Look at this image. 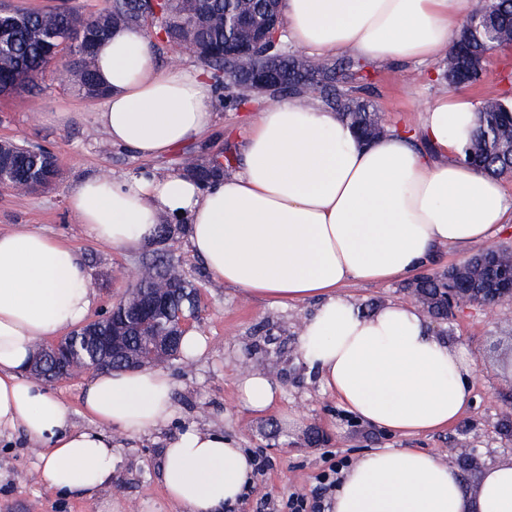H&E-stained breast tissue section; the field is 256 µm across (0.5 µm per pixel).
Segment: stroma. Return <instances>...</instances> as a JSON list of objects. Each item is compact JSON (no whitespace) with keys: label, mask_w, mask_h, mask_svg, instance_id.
Instances as JSON below:
<instances>
[{"label":"stroma","mask_w":512,"mask_h":512,"mask_svg":"<svg viewBox=\"0 0 512 512\" xmlns=\"http://www.w3.org/2000/svg\"><path fill=\"white\" fill-rule=\"evenodd\" d=\"M441 62L366 65L362 85L388 127L417 128L423 110L448 85L439 77ZM512 72V48L492 55L481 81L463 88L474 103L499 96L501 78ZM42 92L23 90L0 96V141L27 142L48 148L62 177L49 189L25 197L0 189V232L32 224L69 245L86 262L97 290L90 312L98 318L124 297L130 274L151 257L152 248L113 250L88 238L66 206V198L90 174L119 180L151 170L159 175L180 172L186 157L227 158L243 144L248 120L273 105L268 95L253 97L237 109L214 102L216 121L201 139L180 146L156 160L133 156L111 146L94 122L101 102L57 81L53 73L41 79ZM171 257L197 287L199 312L190 328L206 338L207 352L196 360L183 357L163 366L175 381L176 414L160 430L146 436L114 434L115 468L112 512H182L171 502L160 478L163 450L187 426L216 428L234 437L244 452L264 460L249 493L221 512H259L260 499L278 504L290 494L314 495L319 475L346 470L366 453L385 448H415L444 459L448 444L469 448L478 468L463 474L464 488L475 493L481 468L512 457V436L502 428V413L512 401V300L469 308L450 322L436 325L449 344L465 346L476 371L471 403L456 423L417 435L393 434L346 412L324 392L299 353V328L312 303L273 305L251 299L217 282L195 257L185 234H177ZM344 294L363 311L389 302H409L403 282H352ZM266 373L280 385L271 408L257 414L246 408L238 390L244 370ZM43 449L17 434L0 441V512H100L98 498L61 495L41 481Z\"/></svg>","instance_id":"35a3bbf8"}]
</instances>
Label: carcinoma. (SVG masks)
<instances>
[{"mask_svg": "<svg viewBox=\"0 0 512 512\" xmlns=\"http://www.w3.org/2000/svg\"><path fill=\"white\" fill-rule=\"evenodd\" d=\"M13 20L12 39L8 46L0 47V93L38 86V79L53 65L55 48L73 46L93 37L103 38L115 26L142 27L153 24L155 35H164V41L176 43L188 38L203 45L221 46L227 31L224 30V0H199L187 9L184 0H111L107 10L84 16L69 8L65 12L53 9L45 12L18 14L0 12V19ZM512 46V0H497L493 13L483 17L479 26L465 23L455 36L448 53L447 65L440 78L450 87L468 86L479 81L488 57L495 51ZM202 67L210 74L222 101L227 107H239L242 94L236 85L225 80L233 72L232 66L222 55L200 59ZM76 76L72 85L82 94L99 97L100 90L93 57L83 56L74 63ZM364 64L352 55L338 60H327L317 67L308 56L292 51L286 53L281 67L283 85L281 93L293 98L305 95L317 97L325 106L336 111L340 118L359 136L380 138L390 132L382 121L377 106L369 100L353 95V84ZM474 134L462 148L464 161L478 171L502 177L512 173V101L508 97H494L484 101L474 113ZM10 164L12 170L24 174L42 173L43 152L41 147L11 143ZM184 172L198 181L214 180L224 173V166L213 160L190 162ZM476 262L466 274H453L452 270L434 272L426 279H417L414 288L423 301V308L436 319L449 317L446 299L448 289L465 288L481 302L495 304L503 296L486 284L497 278L499 271L509 268L508 262H500L494 268ZM140 288L131 292L139 296L149 292L158 277L166 278L171 290L169 314L148 323L131 322L124 336L123 352L115 356L118 362L130 357L146 366L163 363L179 354V348L167 343V336L178 326L179 318L193 315L196 305V287L178 269L167 261L147 262ZM88 327L66 336L70 340L71 360L54 365L45 363L42 373L51 379L68 376L69 370L89 359L93 354L102 355L100 347L84 339Z\"/></svg>", "mask_w": 512, "mask_h": 512, "instance_id": "carcinoma-1", "label": "carcinoma"}]
</instances>
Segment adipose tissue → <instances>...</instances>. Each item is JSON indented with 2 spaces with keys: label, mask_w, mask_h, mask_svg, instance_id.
Listing matches in <instances>:
<instances>
[{
  "label": "adipose tissue",
  "mask_w": 512,
  "mask_h": 512,
  "mask_svg": "<svg viewBox=\"0 0 512 512\" xmlns=\"http://www.w3.org/2000/svg\"><path fill=\"white\" fill-rule=\"evenodd\" d=\"M470 0H284L285 37L320 55L369 63L444 57ZM152 36L118 27L95 49L106 94L95 116L108 141L145 159L203 136L215 114L203 68L154 63ZM474 103L445 93L419 130L359 141L317 101H285L251 121L229 170L208 187L185 175L122 182L93 174L69 193L84 231L116 250L152 241L158 225L185 220L193 253L212 276L274 303L316 301L299 335L300 356L351 415L399 434L448 427L471 401L475 361L402 302L364 313L347 283L403 280L439 247L468 249L512 223L501 180L463 162ZM97 298L74 249L28 225L0 233V438L21 431L48 449L42 477L60 493L98 495L112 484V430L146 434L175 413L173 380L155 369L89 378L82 403L93 423L29 372L37 343L82 324ZM240 397L262 413L279 385L252 372ZM253 466L223 432L188 427L165 448L161 480L185 512L236 503ZM331 512H512V458L488 465L476 494L460 473L411 448L364 454L344 472Z\"/></svg>",
  "instance_id": "obj_1"
}]
</instances>
